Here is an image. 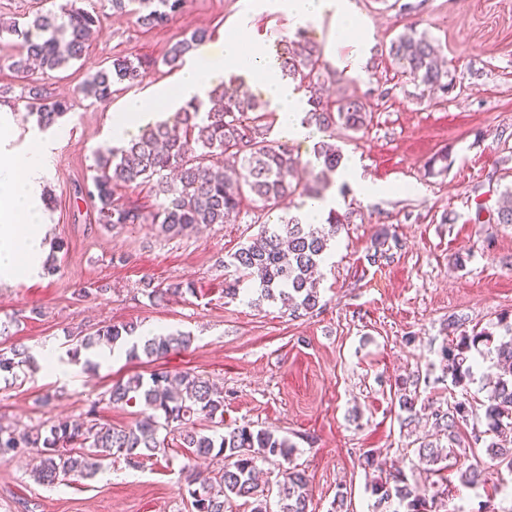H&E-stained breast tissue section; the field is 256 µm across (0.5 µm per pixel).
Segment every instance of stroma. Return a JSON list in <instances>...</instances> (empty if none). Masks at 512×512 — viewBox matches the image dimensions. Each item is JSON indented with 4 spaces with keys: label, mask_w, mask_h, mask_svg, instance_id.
Listing matches in <instances>:
<instances>
[{
    "label": "stroma",
    "mask_w": 512,
    "mask_h": 512,
    "mask_svg": "<svg viewBox=\"0 0 512 512\" xmlns=\"http://www.w3.org/2000/svg\"><path fill=\"white\" fill-rule=\"evenodd\" d=\"M352 2L370 28L366 68L326 80L321 94L354 95L367 105L369 126L337 129L334 142L345 161L360 162L363 179L397 191L370 200L355 185L331 180L327 193L340 197L338 211L349 221L317 275L320 309L300 316L277 303H253L254 285L245 279L236 299L224 296L225 281L237 280L227 256L253 241L261 224L277 223L284 206L247 201L235 223L168 238L150 224H96L91 205L74 193L90 180L96 153L108 149L104 129L112 112L130 94L175 82L176 72L163 63L169 48L205 28L213 33L212 50H220L225 27L247 13L250 0H186L172 22L153 29L135 15L104 9L85 58L48 78L38 71L17 78L10 67L16 41L0 37V104L13 108L18 136L36 123L22 89L40 86L73 104L60 122L65 137L44 186L58 270L28 283H0V321L9 325L0 349L22 344L37 356L48 347L58 367L0 375V426L79 422L94 403L103 420L131 425L138 408L101 403L104 392L136 373L191 370L223 388L225 426L269 428L294 444L292 462H259V483L276 485L288 464L298 465L309 479L310 512H335L340 490L347 512H394L395 503H378L371 492L372 481L390 475L417 493L435 492L438 477L420 464L418 450L447 447L432 412L463 391L441 356L448 322L491 330L500 315H512V224L475 221L477 212L494 213L500 191L512 185V0ZM412 26L438 43L448 92L415 85L390 63L391 41ZM118 55L150 61L142 82L120 88L106 105L78 95L85 78ZM441 153L447 168L428 171L427 162ZM379 237L388 257L374 264L369 256ZM148 279L189 282L194 292L155 304L144 293ZM100 285L104 295L79 297V289ZM123 323L152 334L187 332L193 344L152 364L121 353L111 365L92 367L70 356L79 332ZM403 393L415 400L409 424L399 407ZM191 463L205 472L221 465L191 461L173 438L139 465L115 456L94 478L51 486L31 477V456L2 459L0 512H192L184 489ZM447 476L439 512H476L482 504L512 512L506 468H491L470 487L459 484L456 470Z\"/></svg>",
    "instance_id": "stroma-1"
}]
</instances>
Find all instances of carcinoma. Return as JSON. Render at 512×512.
<instances>
[{
	"mask_svg": "<svg viewBox=\"0 0 512 512\" xmlns=\"http://www.w3.org/2000/svg\"><path fill=\"white\" fill-rule=\"evenodd\" d=\"M113 12L137 14L150 27H164L182 11L186 0H103ZM98 16L77 6V0H64L55 9L36 14L20 25H0L18 41L19 54L11 67L29 73L36 67L42 73L58 71L71 61L82 59L88 51ZM210 39V32L197 29L175 43L164 58L171 70L180 69L185 57L196 52ZM388 58L403 74L430 89L448 90V71L438 62V51L431 39L414 28L400 34L388 48ZM284 76L300 89L323 76L321 47L307 37L304 29L296 39L284 42L277 50ZM150 63L127 55L116 56L109 67L98 70L82 83L79 94L95 103L105 104L116 92L115 86L139 83ZM243 78L215 87L205 100L181 107L165 121L148 124L120 148L95 158L91 184L78 192L86 194L97 213V221L109 228L128 224H151L158 234L175 237L198 225L230 224L240 213L242 200L248 196L263 203H279L297 196V213L285 211L276 224H265L256 241L231 254L230 265L243 278L252 280L260 290V299L279 301L297 313H311L320 304L314 272L325 260L330 242L336 238L347 216L329 211L323 224H308L302 210L309 200H322L328 184L313 173L310 165L294 156L288 143L267 139L276 120L269 104L238 91ZM302 123L331 134L340 125L353 132L368 127L372 115L357 97H343L330 102L318 96L309 101ZM27 112L37 116L38 126L47 129L66 117L71 110L68 99L35 92L28 97ZM239 164L235 177L224 175V156ZM314 156L328 171H337L343 154L335 144L322 140ZM153 183L156 204L148 208L133 201L116 198L117 188H138ZM497 224H512V187L501 192ZM156 302L170 296L194 293L183 284L145 289ZM498 326L504 338L494 341V333L482 329L463 333L446 345L441 355L457 385L474 379L476 357L495 361L496 375L486 387L485 400L479 406L463 397L448 404V410H435L436 425L448 438V452L434 448L419 449V462L437 465L454 460L461 467L459 479L472 484L481 477L480 466L461 460L455 449L460 444L456 428L484 409L486 429L473 435L474 444H486V452L497 466L512 470V448L507 440L512 433V320L504 315ZM132 323L105 325L85 335H78L70 349L77 358L83 350L101 345L114 346L136 335ZM192 344L188 333L159 335L132 342V359H157L173 350H186ZM23 365H32L31 356L21 346L0 349V373H10ZM107 404L123 406L142 402L146 411L131 426H117L97 417V405L87 412V420L73 423L59 419L46 427L0 426V458L9 454H32L39 459L33 470L34 480L54 484L68 478L93 477L103 461L122 456L129 463L155 455L164 447L159 431L173 427L183 447L196 459L220 458L224 466L212 477L190 473L187 493L193 512H226L235 498L251 500V512H271L270 496L255 482L257 462L272 457L291 460L294 445L288 438L269 429H254L248 424L229 427L222 433H202L195 419L219 418L224 424V391L198 374L185 371L172 374L155 371L149 378L138 374L112 385L106 392ZM371 491L378 503L397 500L404 512H437L439 492L426 498L403 480L375 482ZM278 512H308L310 493L305 471L291 466L275 492Z\"/></svg>",
	"mask_w": 512,
	"mask_h": 512,
	"instance_id": "1",
	"label": "carcinoma"
}]
</instances>
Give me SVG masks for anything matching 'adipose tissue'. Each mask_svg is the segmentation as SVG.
Segmentation results:
<instances>
[{
  "mask_svg": "<svg viewBox=\"0 0 512 512\" xmlns=\"http://www.w3.org/2000/svg\"><path fill=\"white\" fill-rule=\"evenodd\" d=\"M253 10L280 13L292 29L330 19L327 58L335 59L337 44L348 42L353 50L347 58L339 60L341 67L355 73L366 61L363 26L351 0H253ZM251 21V15H247L237 25L225 29L221 50L201 47L172 87L128 98L105 128L109 144L123 145L139 127L155 120L159 110L173 111L187 102L205 98L231 72L245 76L251 87L260 90L290 139L307 144L316 141V128L301 122L307 107L304 94L282 78L276 55L265 44L249 39ZM54 148V136L38 129L29 131L24 142H17L12 110L0 106V155L5 158L0 164V282H28L44 270L47 213L43 188Z\"/></svg>",
  "mask_w": 512,
  "mask_h": 512,
  "instance_id": "ef3b65f1",
  "label": "adipose tissue"
}]
</instances>
